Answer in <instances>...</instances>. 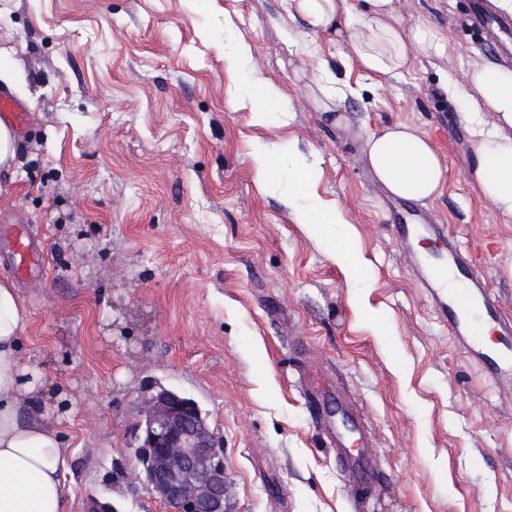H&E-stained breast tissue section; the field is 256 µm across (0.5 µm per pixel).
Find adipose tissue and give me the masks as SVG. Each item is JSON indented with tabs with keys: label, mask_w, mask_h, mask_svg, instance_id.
Returning <instances> with one entry per match:
<instances>
[{
	"label": "adipose tissue",
	"mask_w": 512,
	"mask_h": 512,
	"mask_svg": "<svg viewBox=\"0 0 512 512\" xmlns=\"http://www.w3.org/2000/svg\"><path fill=\"white\" fill-rule=\"evenodd\" d=\"M351 9L347 0H286L311 30L339 29L352 63L389 77L405 70L413 54H441L443 33L427 23L403 32L396 0H364ZM465 103L475 137L470 182L478 196L502 216L512 217V68L472 69L464 86L450 87ZM368 162L392 195L425 200L443 184L445 163L432 141L406 124L373 134ZM28 311L13 283L0 278V512H69L61 474L68 465L64 440L51 422L54 412L41 397L42 380L27 365L21 339Z\"/></svg>",
	"instance_id": "adipose-tissue-1"
}]
</instances>
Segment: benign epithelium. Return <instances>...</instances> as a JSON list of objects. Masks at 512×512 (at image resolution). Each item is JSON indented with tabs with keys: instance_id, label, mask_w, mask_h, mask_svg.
<instances>
[{
	"instance_id": "benign-epithelium-1",
	"label": "benign epithelium",
	"mask_w": 512,
	"mask_h": 512,
	"mask_svg": "<svg viewBox=\"0 0 512 512\" xmlns=\"http://www.w3.org/2000/svg\"><path fill=\"white\" fill-rule=\"evenodd\" d=\"M138 413L131 478L173 512H226L224 448L198 402L158 384Z\"/></svg>"
}]
</instances>
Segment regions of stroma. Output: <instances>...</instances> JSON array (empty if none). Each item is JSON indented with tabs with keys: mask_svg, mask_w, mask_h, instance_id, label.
<instances>
[{
	"mask_svg": "<svg viewBox=\"0 0 512 512\" xmlns=\"http://www.w3.org/2000/svg\"><path fill=\"white\" fill-rule=\"evenodd\" d=\"M468 0H398L403 30L446 38L396 77L346 58L335 32L282 0H0V49L29 119L0 195V276L30 312L38 370L72 455L70 512H170L131 470L143 390L195 399L224 444L227 512H512V347L462 348L391 225L402 199L367 160L399 122L442 154V189L419 206L447 224L512 316V218L469 181L475 139L445 82L495 63L462 20ZM247 42L252 58L228 68ZM355 88L328 109L317 67ZM263 79L275 110L235 108ZM287 152L268 183L254 154ZM342 209L331 234L305 224L293 168ZM42 271L15 276L9 230ZM351 247L358 272L337 263ZM352 412L368 463L345 466L330 405Z\"/></svg>",
	"mask_w": 512,
	"mask_h": 512,
	"instance_id": "stroma-1",
	"label": "stroma"
}]
</instances>
